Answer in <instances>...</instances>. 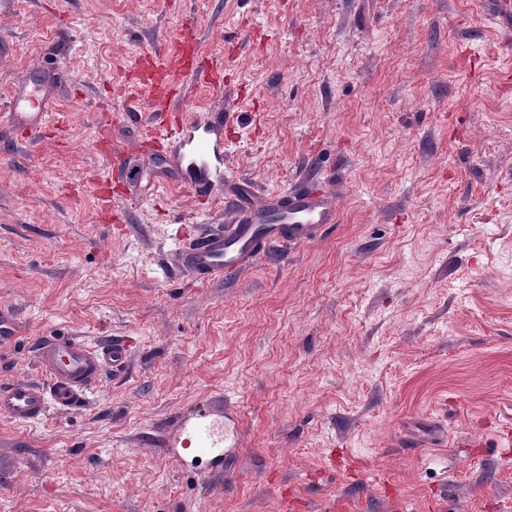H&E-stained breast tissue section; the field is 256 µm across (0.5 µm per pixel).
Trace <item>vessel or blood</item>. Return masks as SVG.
Listing matches in <instances>:
<instances>
[{
    "mask_svg": "<svg viewBox=\"0 0 512 512\" xmlns=\"http://www.w3.org/2000/svg\"><path fill=\"white\" fill-rule=\"evenodd\" d=\"M478 15L498 31H512V0H476ZM190 36L174 40L164 59L153 60L139 78L152 119L158 120L153 136L163 141L164 162L173 170L175 183L193 198L206 201L216 191L224 193L223 227L189 236L180 250L182 269L205 283L228 272H242L285 246L315 242L339 223L340 200L335 192L300 184L277 192H264L247 178L222 177L224 127L233 113H211L204 120H189L177 130L162 125L164 113L174 111L191 85L220 87L222 59L187 57ZM46 81L38 79L28 90L16 93L9 105V126L37 134L45 125L51 100ZM40 382H13L0 387V416L31 423L50 409H69L82 402L104 371L124 373L129 362L127 345L112 340L88 346L72 336L52 333L37 343ZM235 415L223 399H215L205 414L181 416L154 438L174 461L184 450L209 457L211 468L224 467L225 454L238 442Z\"/></svg>",
    "mask_w": 512,
    "mask_h": 512,
    "instance_id": "1",
    "label": "vessel or blood"
}]
</instances>
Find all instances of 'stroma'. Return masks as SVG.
<instances>
[{"label": "stroma", "mask_w": 512, "mask_h": 512, "mask_svg": "<svg viewBox=\"0 0 512 512\" xmlns=\"http://www.w3.org/2000/svg\"><path fill=\"white\" fill-rule=\"evenodd\" d=\"M188 28L227 62L183 113H238L229 174L341 196L319 241L206 284L177 233L223 203L196 210L142 126L113 129L107 186L99 148L115 86ZM36 66L47 132L0 133V385L39 379L52 332L133 360L73 409L0 417V512H512V33L473 0H0V113ZM217 394L223 473L150 447Z\"/></svg>", "instance_id": "stroma-1"}]
</instances>
